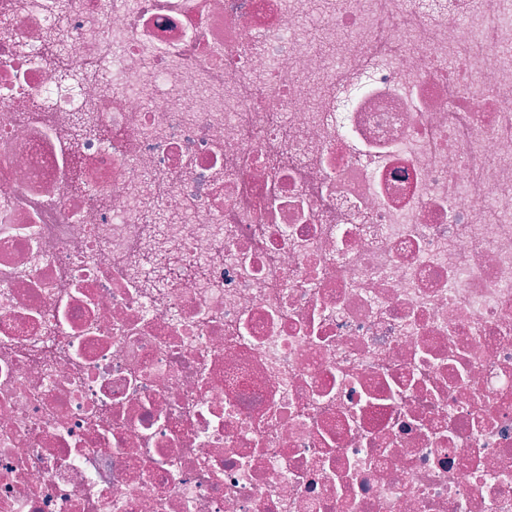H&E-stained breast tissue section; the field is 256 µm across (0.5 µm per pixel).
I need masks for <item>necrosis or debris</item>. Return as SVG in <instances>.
<instances>
[{
	"label": "necrosis or debris",
	"instance_id": "necrosis-or-debris-1",
	"mask_svg": "<svg viewBox=\"0 0 512 512\" xmlns=\"http://www.w3.org/2000/svg\"><path fill=\"white\" fill-rule=\"evenodd\" d=\"M0 512H512V0H0Z\"/></svg>",
	"mask_w": 512,
	"mask_h": 512
}]
</instances>
